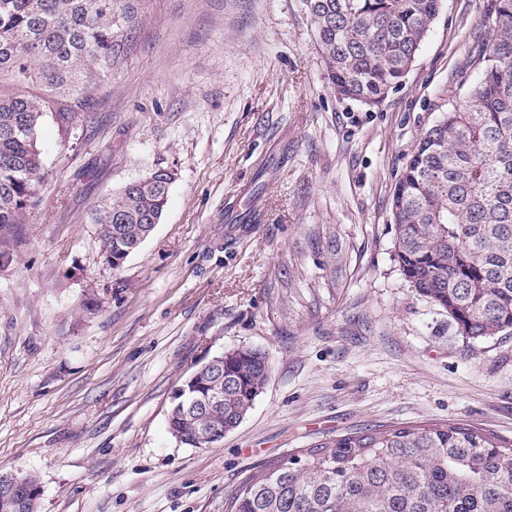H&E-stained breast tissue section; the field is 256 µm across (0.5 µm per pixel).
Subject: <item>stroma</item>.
<instances>
[{"instance_id": "stroma-1", "label": "stroma", "mask_w": 512, "mask_h": 512, "mask_svg": "<svg viewBox=\"0 0 512 512\" xmlns=\"http://www.w3.org/2000/svg\"><path fill=\"white\" fill-rule=\"evenodd\" d=\"M494 0H442L401 84L343 99L303 0H139L123 65L69 132L0 265V471L39 512H224L259 466L355 429L458 420L512 441V336L472 342L395 256L391 201L462 97ZM165 213L119 268L93 208L156 167ZM268 353L243 422L178 442L175 390Z\"/></svg>"}]
</instances>
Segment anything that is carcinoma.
<instances>
[{
	"label": "carcinoma",
	"instance_id": "1",
	"mask_svg": "<svg viewBox=\"0 0 512 512\" xmlns=\"http://www.w3.org/2000/svg\"><path fill=\"white\" fill-rule=\"evenodd\" d=\"M441 0H305L329 81L380 104L399 85ZM138 22V0H0V262L27 221L50 113L68 130L95 111ZM479 78L422 132L392 196L395 255L415 290L472 341L512 335V0H496ZM126 184L98 204L103 246L137 251L162 218L173 173ZM259 349L224 352V403L210 415L173 402L169 428L231 432L268 381ZM224 512H512V441L460 422L357 429L273 460Z\"/></svg>",
	"mask_w": 512,
	"mask_h": 512
}]
</instances>
